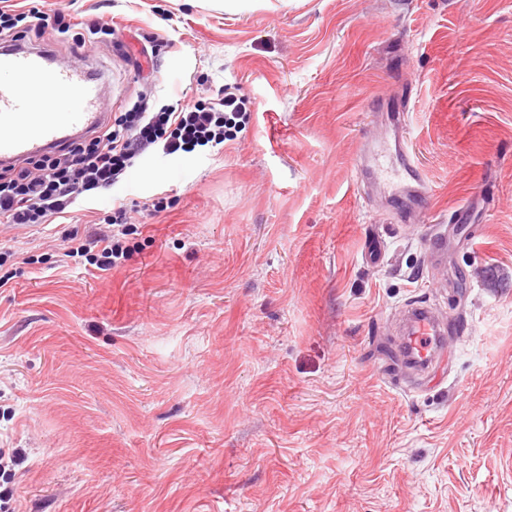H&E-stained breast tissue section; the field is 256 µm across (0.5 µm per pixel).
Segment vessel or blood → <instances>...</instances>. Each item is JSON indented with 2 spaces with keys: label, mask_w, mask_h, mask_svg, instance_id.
Instances as JSON below:
<instances>
[{
  "label": "vessel or blood",
  "mask_w": 512,
  "mask_h": 512,
  "mask_svg": "<svg viewBox=\"0 0 512 512\" xmlns=\"http://www.w3.org/2000/svg\"><path fill=\"white\" fill-rule=\"evenodd\" d=\"M21 79L28 82V90L18 87ZM93 81L91 73L53 63L46 52L31 50L24 44L1 50L0 161L46 153L104 127L107 114L102 110ZM56 92L67 93L73 99L61 116L39 108L45 97ZM404 110V105H397L390 117L396 146L391 166L363 162L359 168L368 180L392 175L393 197L405 210L411 211L421 198L430 196L431 188L401 135ZM443 335L438 321L427 308H413L401 341L402 353L418 369H427L443 345Z\"/></svg>",
  "instance_id": "vessel-or-blood-1"
}]
</instances>
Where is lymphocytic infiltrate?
Instances as JSON below:
<instances>
[{
	"label": "lymphocytic infiltrate",
	"mask_w": 512,
	"mask_h": 512,
	"mask_svg": "<svg viewBox=\"0 0 512 512\" xmlns=\"http://www.w3.org/2000/svg\"><path fill=\"white\" fill-rule=\"evenodd\" d=\"M250 118L241 98L225 93L205 105L176 99L152 110L136 101L94 137L74 141L0 180V222L47 224L87 192L114 186L153 146L167 154L217 147Z\"/></svg>",
	"instance_id": "f902f5d3"
}]
</instances>
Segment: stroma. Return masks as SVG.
Returning <instances> with one entry per match:
<instances>
[{
	"mask_svg": "<svg viewBox=\"0 0 512 512\" xmlns=\"http://www.w3.org/2000/svg\"><path fill=\"white\" fill-rule=\"evenodd\" d=\"M43 9L115 25L26 38L86 59L106 112L230 91L251 119L0 236L7 512H512V0ZM399 100L434 190L411 220L356 182ZM119 204L125 260L67 257ZM415 301L448 325L422 372L397 350Z\"/></svg>",
	"mask_w": 512,
	"mask_h": 512,
	"instance_id": "1",
	"label": "stroma"
}]
</instances>
